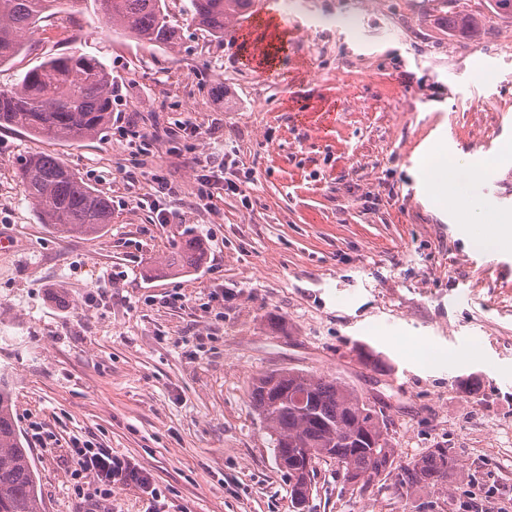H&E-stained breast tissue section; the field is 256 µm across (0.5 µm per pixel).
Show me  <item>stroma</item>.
<instances>
[{
    "instance_id": "obj_1",
    "label": "stroma",
    "mask_w": 512,
    "mask_h": 512,
    "mask_svg": "<svg viewBox=\"0 0 512 512\" xmlns=\"http://www.w3.org/2000/svg\"><path fill=\"white\" fill-rule=\"evenodd\" d=\"M188 5L168 0L181 39L163 49L64 4L0 66L6 87L78 42L120 88L93 140L0 129V374L46 512H77L78 440L149 469L168 512H298L249 397L284 369L366 397L396 464L441 446L464 465L449 486L403 493L321 460L310 512H512V15L489 0H254L240 33L272 16L286 39L263 68ZM437 146L455 174L422 185L414 170ZM38 152L108 196L103 234L39 223L18 178ZM219 163L244 192L196 207ZM484 164L496 197L477 222L468 186ZM157 174L174 194L156 193ZM492 229L506 238L475 248ZM190 237L203 263L165 274Z\"/></svg>"
}]
</instances>
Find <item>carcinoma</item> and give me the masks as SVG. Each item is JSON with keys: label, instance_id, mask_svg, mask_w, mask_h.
<instances>
[{"label": "carcinoma", "instance_id": "obj_1", "mask_svg": "<svg viewBox=\"0 0 512 512\" xmlns=\"http://www.w3.org/2000/svg\"><path fill=\"white\" fill-rule=\"evenodd\" d=\"M58 0H0V64L18 55L27 32L47 18ZM106 27L155 47L179 40L166 0H93ZM253 0H190V21L224 41L236 38V23ZM112 73L80 49L51 55L18 81L0 88V129L22 130L80 143L98 137L112 117ZM19 178L35 202L39 221L60 233L98 235L112 223V204L60 156L36 153L21 163ZM203 248L187 239L167 268L181 271L202 261ZM250 401L267 423L275 460L293 480L299 504L308 502L309 473L303 450L315 448L336 461L344 476L367 485L396 470L401 490L435 487L451 478L457 460L446 448H430L394 467L383 416L356 389L338 379L292 369L253 380ZM13 393L0 374V512H45L31 450L24 446L13 412Z\"/></svg>", "mask_w": 512, "mask_h": 512}]
</instances>
